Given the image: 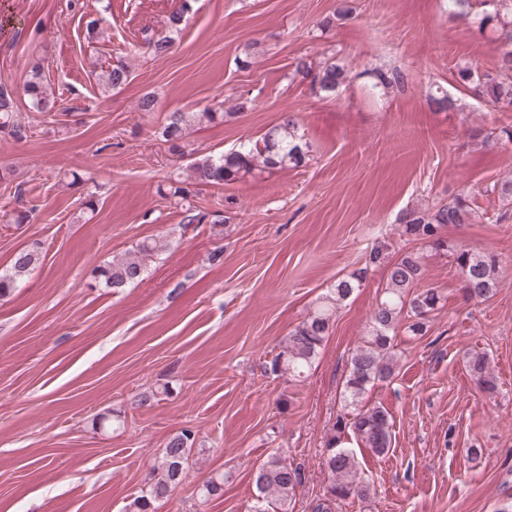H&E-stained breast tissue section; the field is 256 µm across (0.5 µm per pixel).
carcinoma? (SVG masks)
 <instances>
[{"label":"carcinoma","instance_id":"obj_1","mask_svg":"<svg viewBox=\"0 0 512 512\" xmlns=\"http://www.w3.org/2000/svg\"><path fill=\"white\" fill-rule=\"evenodd\" d=\"M192 9L191 0H182L180 9L169 17L167 30L145 38V45L155 57L167 55L175 43L174 34L180 31L185 16ZM481 10V26L491 25L504 36L512 32V0H448V11L454 15L470 16ZM293 72L310 78L314 93L333 94L348 81V72L335 62L327 61L314 69L307 56L292 63ZM376 86L384 89L402 88L405 76L395 68L375 74ZM106 84L114 89L129 79L128 66L119 63L107 69ZM458 84L473 89L480 98L499 110H512V42L501 40V52L491 71L479 72L461 66L456 73ZM32 109L52 112L57 98L40 74H35L23 88ZM430 108L446 111L453 106L446 91L436 88L427 96ZM13 93L0 85V135L15 141L28 138L29 127L15 118ZM224 121V113L207 109L203 112H174L164 124L161 135L169 149L181 151V143L195 123ZM306 157V144L299 134L298 119L289 112L280 116L260 138L237 150L219 156L196 157L188 164L194 184L226 185L234 183L258 167L285 170L301 166ZM477 217L475 200L460 194L453 200L430 208H407L398 217L401 235L418 247L401 249L395 259L388 261V246L373 247L364 266L336 281L332 295L319 302L308 317L281 342L280 350L269 361L273 374L300 377L315 360L318 350L329 333L330 324L340 302L348 299L367 281L373 268L385 265L386 285L370 315L366 334L352 353L344 382V398L350 410L340 414L329 428L326 439L329 484L324 497L313 507V512H332L333 505L351 497L366 500L370 486L361 476L360 462L352 450L342 447L352 438L359 447L380 456L392 446L393 418L381 405L364 402V395L378 384L394 379L398 358L395 343L399 330L413 336H424L429 331L432 314L438 310L442 294L436 288L420 286L426 272V258L430 252L448 250L441 229L447 224H469ZM162 245L155 239H145L123 257L99 269L105 285L122 288L138 282L145 273L146 260L156 254ZM453 264L460 278L461 290L468 302L483 303L502 287L503 279L498 257L493 253L476 252L466 247L453 250ZM38 263L33 250L17 252L10 270L0 274V298L11 293L16 282ZM465 368L479 387L487 392L497 389L496 378L490 372L484 353H469ZM194 434L183 429L167 441L162 462L153 468L151 478L141 495L129 505L130 512H149L157 501L168 498L182 480L193 451ZM257 490L252 512H289L293 497L302 484L301 469L275 453L267 457L253 473ZM224 495V475L207 480L201 496Z\"/></svg>","mask_w":512,"mask_h":512}]
</instances>
